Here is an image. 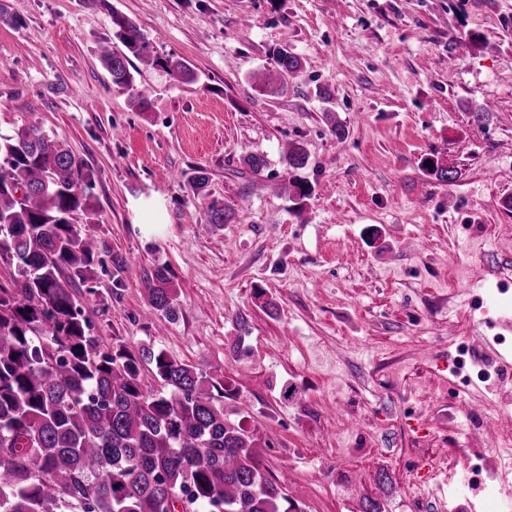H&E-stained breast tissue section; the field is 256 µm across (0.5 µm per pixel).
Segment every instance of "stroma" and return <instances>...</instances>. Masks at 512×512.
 <instances>
[{"label": "stroma", "mask_w": 512, "mask_h": 512, "mask_svg": "<svg viewBox=\"0 0 512 512\" xmlns=\"http://www.w3.org/2000/svg\"><path fill=\"white\" fill-rule=\"evenodd\" d=\"M108 3L0 0V134L38 125L95 175L94 212L77 219L108 302L85 305L94 332L223 377L238 393L226 410H243L263 468L303 512H359L366 496L406 512L409 479L453 512H512V493L460 470L433 482L420 463L486 447V405L512 416V0ZM113 9L193 79L138 62L133 87L113 85L99 58ZM284 41L303 68L268 95L256 75ZM296 143L309 159L291 172ZM289 177L311 195L290 202L277 190ZM213 199L235 213L219 228L204 217ZM159 263L172 322L145 311ZM459 336L483 339L468 361L495 374L456 406Z\"/></svg>", "instance_id": "obj_1"}]
</instances>
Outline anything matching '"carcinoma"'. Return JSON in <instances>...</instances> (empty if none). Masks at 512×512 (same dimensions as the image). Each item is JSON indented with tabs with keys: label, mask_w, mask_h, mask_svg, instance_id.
I'll use <instances>...</instances> for the list:
<instances>
[{
	"label": "carcinoma",
	"mask_w": 512,
	"mask_h": 512,
	"mask_svg": "<svg viewBox=\"0 0 512 512\" xmlns=\"http://www.w3.org/2000/svg\"><path fill=\"white\" fill-rule=\"evenodd\" d=\"M110 18L121 48L100 57L112 84L133 85V58L193 77L131 19ZM275 57L281 92L301 63L286 43ZM284 160L295 170L308 156L293 145ZM93 181L37 125L0 135V263L13 269L0 283V512H304L261 470L243 419L229 418L221 399L233 390L162 348L133 352L92 332L77 289L98 252L74 221L91 211ZM205 213L213 226L232 218L217 199ZM145 290L152 314L175 318L168 266Z\"/></svg>",
	"instance_id": "carcinoma-1"
}]
</instances>
